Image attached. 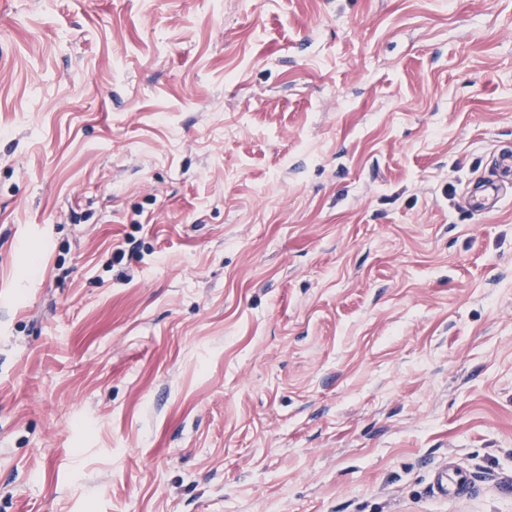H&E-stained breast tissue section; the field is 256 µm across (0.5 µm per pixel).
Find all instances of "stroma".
<instances>
[{
    "label": "stroma",
    "instance_id": "obj_1",
    "mask_svg": "<svg viewBox=\"0 0 512 512\" xmlns=\"http://www.w3.org/2000/svg\"><path fill=\"white\" fill-rule=\"evenodd\" d=\"M510 152L512 0H0V512H512ZM507 189L500 181H487L476 186L467 196V206L474 211H481L490 205L489 200L498 199ZM432 488L437 496L444 497L448 493H468L471 489V483L463 473L444 469L436 472Z\"/></svg>",
    "mask_w": 512,
    "mask_h": 512
}]
</instances>
